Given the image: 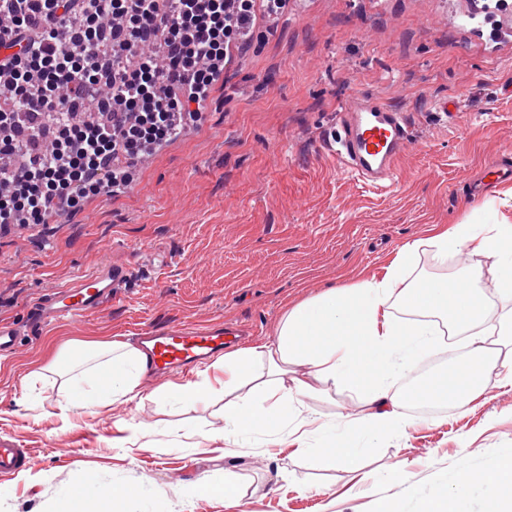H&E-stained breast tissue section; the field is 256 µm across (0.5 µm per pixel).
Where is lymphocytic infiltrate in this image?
Listing matches in <instances>:
<instances>
[{"label":"lymphocytic infiltrate","mask_w":512,"mask_h":512,"mask_svg":"<svg viewBox=\"0 0 512 512\" xmlns=\"http://www.w3.org/2000/svg\"><path fill=\"white\" fill-rule=\"evenodd\" d=\"M256 0H0V224H44L128 181L200 118ZM163 44V59L134 47Z\"/></svg>","instance_id":"f902f5d3"}]
</instances>
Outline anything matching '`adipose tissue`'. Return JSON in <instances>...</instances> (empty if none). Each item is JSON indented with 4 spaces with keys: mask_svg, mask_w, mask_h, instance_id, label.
I'll use <instances>...</instances> for the list:
<instances>
[{
    "mask_svg": "<svg viewBox=\"0 0 512 512\" xmlns=\"http://www.w3.org/2000/svg\"><path fill=\"white\" fill-rule=\"evenodd\" d=\"M495 203V197L486 198L478 212L465 214L427 243L439 253L466 249L496 256L498 291L512 301V218ZM418 248V242L405 243L382 275L326 289L298 304L285 314L272 339L225 353L214 363L213 375L171 386L160 400L190 406L223 398V429L198 431V438L220 440L229 448L290 440L333 465L414 426L404 412L407 397L393 383L412 370L421 350L435 345L444 327L469 334L473 356L433 379L421 397L478 399L493 365L477 330L489 309L481 278L466 274L454 283L428 278L406 282ZM400 304L414 310L416 319L398 320L394 309ZM147 368L146 354L128 343L61 346L49 369L67 379L60 405L63 419L111 401L140 398ZM336 387L361 392L363 411L340 423L296 417L304 397ZM485 474L482 466L467 465L461 477L451 478L449 501L435 504L421 495L395 504L391 512H452L473 486L485 482Z\"/></svg>",
    "mask_w": 512,
    "mask_h": 512,
    "instance_id": "adipose-tissue-1",
    "label": "adipose tissue"
}]
</instances>
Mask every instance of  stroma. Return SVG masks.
I'll list each match as a JSON object with an SVG mask.
<instances>
[{
	"label": "stroma",
	"mask_w": 512,
	"mask_h": 512,
	"mask_svg": "<svg viewBox=\"0 0 512 512\" xmlns=\"http://www.w3.org/2000/svg\"><path fill=\"white\" fill-rule=\"evenodd\" d=\"M463 0H288L284 13L258 14L252 44L233 54L208 110L180 138L136 164L128 186L81 202L62 224L31 234L0 233V320L21 345L0 357V436L29 448L27 467L0 477V512H62L60 494L80 472L112 487L150 481L165 512H388L415 493L447 494L465 462L512 479V372L498 363L476 401H454L405 435L380 440L357 460L326 466L296 444L240 448L112 445L114 423L139 416L193 429L224 426V403L164 410L151 392L199 381L200 371L143 381L147 398L87 412L63 426L62 381L48 376L31 396L22 382L66 339L125 341L141 328L214 322L250 324L273 337L287 307L322 290L382 273L404 243L419 249L415 281L441 260L424 245L497 195L512 216L504 182L483 185L486 166L512 155V36L496 43L436 18L462 13ZM399 108L412 141L394 178L374 188L336 155L338 116L354 95ZM456 101L441 112L439 100ZM446 280L482 275L499 302L494 255L449 252ZM130 276L112 303L81 322L33 325L30 303L103 261ZM362 397L339 388L306 398L305 414L341 422ZM231 479L240 505L192 497L200 478Z\"/></svg>",
	"instance_id": "obj_1"
}]
</instances>
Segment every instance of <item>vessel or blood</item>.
<instances>
[{"label": "vessel or blood", "instance_id": "vessel-or-blood-1", "mask_svg": "<svg viewBox=\"0 0 512 512\" xmlns=\"http://www.w3.org/2000/svg\"><path fill=\"white\" fill-rule=\"evenodd\" d=\"M339 126L338 155L345 169L376 186L390 181L397 160L411 142L402 113L375 95L359 94L343 107ZM126 277L124 267L100 263L71 283L41 294L34 314L43 321L83 320L115 299V291ZM243 335L242 328L220 323L187 324L143 332L138 341L149 356L153 376L160 378L211 361L225 347L241 343ZM28 461V450L21 442L0 437V475L16 473Z\"/></svg>", "mask_w": 512, "mask_h": 512}]
</instances>
